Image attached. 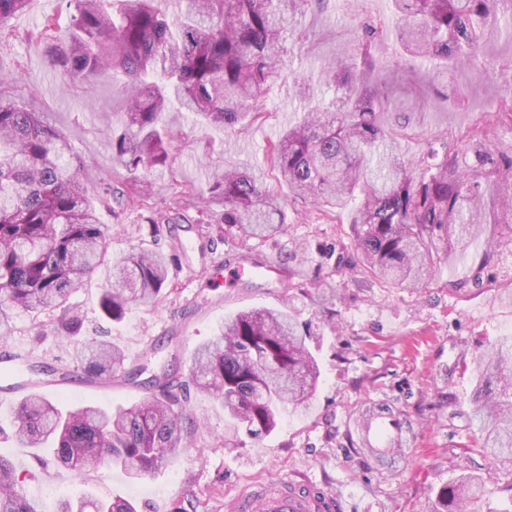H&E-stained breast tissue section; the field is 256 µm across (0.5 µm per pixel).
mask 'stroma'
Returning a JSON list of instances; mask_svg holds the SVG:
<instances>
[{
    "mask_svg": "<svg viewBox=\"0 0 512 512\" xmlns=\"http://www.w3.org/2000/svg\"><path fill=\"white\" fill-rule=\"evenodd\" d=\"M385 35L374 49L382 66V91L397 109L379 115L398 135V149L417 160L430 149L460 145L490 134L512 145V131L489 133L483 114L496 107L512 84V43L488 34L483 49L486 77L455 68L447 85L431 81L428 65L404 68L391 39L389 0H329L326 9L304 15L303 41L287 36L291 51L281 78L256 108L260 118L247 132L197 123L192 113L172 108L165 120L179 135L171 170L151 172L159 191L152 204L167 209L182 191L209 195L215 167L253 174L269 190L277 185L268 147L303 111L293 79L317 82L325 61L353 49L354 31L364 18ZM69 24L64 0H31L27 10L0 29V72L14 74L11 100L35 105L69 142L74 156L96 175L90 196L101 223L109 228L108 251L119 255L151 244L150 227L138 212L113 216L106 187L132 180L112 160V131L127 107V79L119 72L98 80L93 90L67 83L52 72L43 53L46 31ZM284 232L245 240L235 229L211 223L205 207L186 211L175 224L182 243L170 266L172 293L157 304L131 306L123 320L109 322L99 311L109 267L84 280L72 295L83 318L82 337H107L126 353V370L143 358L168 366L178 380L190 377L195 349L215 336L225 317L257 309L291 307L310 332L320 377L306 409L288 411L277 427L238 448L224 446L227 422L220 403L192 392L183 409L193 427L187 450L175 462L142 480H129L117 468L100 466L74 473L42 464L40 452L12 438H0V456L17 468L22 487L40 512L81 494L134 501L139 512H175L194 503L197 512H232L242 488L272 477L311 478L337 495L339 512H433L438 494L467 474L484 477L489 504L507 501L512 466L494 465L474 449L479 423L473 416L480 396L469 370L471 360L501 336H512V244L498 224L484 227L478 243L440 250L435 273L418 288H399L360 271L350 215L327 214L311 202L288 198ZM243 267L239 281L225 282L221 271ZM20 348L17 366L0 364V386L16 383L56 404L130 406L147 385L74 381L61 386L36 380L27 361L75 372V343L66 338L55 312H13L0 335V349ZM402 412L412 432L404 454L376 465L365 458L344 426L373 404Z\"/></svg>",
    "mask_w": 512,
    "mask_h": 512,
    "instance_id": "1",
    "label": "stroma"
}]
</instances>
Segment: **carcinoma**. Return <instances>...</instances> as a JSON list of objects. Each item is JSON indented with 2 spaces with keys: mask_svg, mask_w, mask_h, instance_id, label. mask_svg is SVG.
<instances>
[{
  "mask_svg": "<svg viewBox=\"0 0 512 512\" xmlns=\"http://www.w3.org/2000/svg\"><path fill=\"white\" fill-rule=\"evenodd\" d=\"M69 33L47 37L45 58L64 79L91 87L109 70L124 72L132 99L123 128L112 135V158L128 172L172 167L175 136L163 121L170 95L203 123L245 129L253 102L281 75L286 33L296 17L326 0H178L175 19L157 0H64ZM30 0H0V25ZM394 37L405 64H432V77L448 78V64L479 60L484 35L512 38V0H392ZM383 36L371 20L355 31L354 52L321 69L336 88L335 109L324 111L314 88L294 82L307 101L303 116L269 147L289 192L325 213L351 209V231L361 265L394 285L414 288L430 276L436 241L448 247L473 242L484 224H503L512 234V148L493 150L471 139L443 155L430 154L428 171L415 175L398 152L395 133L377 114L395 105L382 98L372 47ZM0 74V329L8 311H60V324L76 339L81 318L71 294L102 265L112 280L99 307L112 322L134 304H156L173 289V253L135 248L107 259L106 225L87 195V169L71 157L64 136L42 113L7 100ZM485 126L512 127V92L486 113ZM499 185L498 206L485 212L483 185ZM149 181L112 189L119 206L149 210L154 241L169 220L152 212ZM214 221L245 239L275 237L285 226L282 201L249 174L224 170L209 188ZM309 332L294 314L271 309L242 311L224 319L219 333L196 348L190 383L162 372L148 380L153 393L127 408L86 405L62 411L32 392L15 413L14 437L28 448L52 445L53 462L74 472L115 465L139 480L185 450L183 413L189 387L218 400L224 415L247 435L269 433L287 409L306 408L319 367ZM77 357L89 381L112 382L124 371L115 344L90 339ZM481 386L490 385L475 411L481 448L493 463H512V336H502L473 360ZM17 470L0 456V512H37L19 489ZM443 512H512V503L490 509L472 476L442 490ZM60 512H138L127 499L79 496Z\"/></svg>",
  "mask_w": 512,
  "mask_h": 512,
  "instance_id": "cac0c4a2",
  "label": "carcinoma"
}]
</instances>
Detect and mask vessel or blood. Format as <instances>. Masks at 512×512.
I'll list each match as a JSON object with an SVG mask.
<instances>
[{
  "label": "vessel or blood",
  "instance_id": "1",
  "mask_svg": "<svg viewBox=\"0 0 512 512\" xmlns=\"http://www.w3.org/2000/svg\"><path fill=\"white\" fill-rule=\"evenodd\" d=\"M407 422L396 410L379 407L359 417L355 432L360 448L375 462L401 454ZM242 512H337L334 495L312 480L271 479L259 491L239 497Z\"/></svg>",
  "mask_w": 512,
  "mask_h": 512
}]
</instances>
